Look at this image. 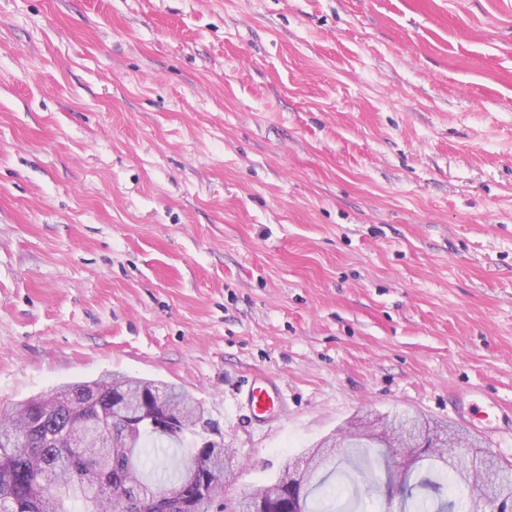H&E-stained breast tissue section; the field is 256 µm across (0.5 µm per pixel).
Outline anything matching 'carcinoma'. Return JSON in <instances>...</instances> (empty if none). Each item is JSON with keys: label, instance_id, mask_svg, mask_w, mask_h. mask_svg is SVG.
Returning <instances> with one entry per match:
<instances>
[{"label": "carcinoma", "instance_id": "obj_1", "mask_svg": "<svg viewBox=\"0 0 512 512\" xmlns=\"http://www.w3.org/2000/svg\"><path fill=\"white\" fill-rule=\"evenodd\" d=\"M99 399L88 403L84 399L89 383H73L58 391L32 397L0 414V504L9 512H212L224 509L220 496L224 471H232L233 455L222 450L196 444L184 449L182 471L171 487L154 478L145 467L144 448L149 443L182 444L188 432H195V413L199 402L182 388L167 385L163 392L172 406L175 423L169 430H158L142 423L130 439L119 436L98 447L99 436L87 434L90 448H74L69 438L75 430L77 414L104 423L112 431V396L127 393L134 399H148L156 384L149 380L109 374L94 382ZM401 442L393 437L382 438L369 433L349 435L347 447L377 449V455L387 457L384 449ZM415 468L425 469L418 482L422 488L439 491L441 479L452 477L455 484L470 485L480 479L478 474L453 471L444 455L426 451L417 457ZM288 468L264 490L268 507L283 501L287 492ZM497 498L494 508L500 512L512 510V465L498 471ZM412 500L408 512H454V501L427 503L413 499L407 493L403 500Z\"/></svg>", "mask_w": 512, "mask_h": 512}]
</instances>
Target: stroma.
<instances>
[{
	"label": "stroma",
	"mask_w": 512,
	"mask_h": 512,
	"mask_svg": "<svg viewBox=\"0 0 512 512\" xmlns=\"http://www.w3.org/2000/svg\"><path fill=\"white\" fill-rule=\"evenodd\" d=\"M112 372L205 406L229 505L367 411L511 414L512 0H0V409ZM240 401L258 422H264L274 414H281L284 409V399L278 385L264 374L253 376L246 383L240 391Z\"/></svg>",
	"instance_id": "1"
}]
</instances>
